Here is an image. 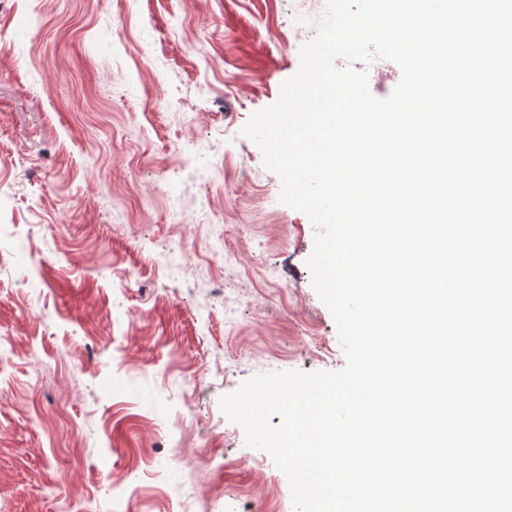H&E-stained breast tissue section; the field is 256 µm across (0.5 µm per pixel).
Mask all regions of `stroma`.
I'll return each mask as SVG.
<instances>
[{
  "label": "stroma",
  "mask_w": 512,
  "mask_h": 512,
  "mask_svg": "<svg viewBox=\"0 0 512 512\" xmlns=\"http://www.w3.org/2000/svg\"><path fill=\"white\" fill-rule=\"evenodd\" d=\"M325 9L0 0V512H294L220 399L346 363L314 226L241 133Z\"/></svg>",
  "instance_id": "obj_1"
}]
</instances>
